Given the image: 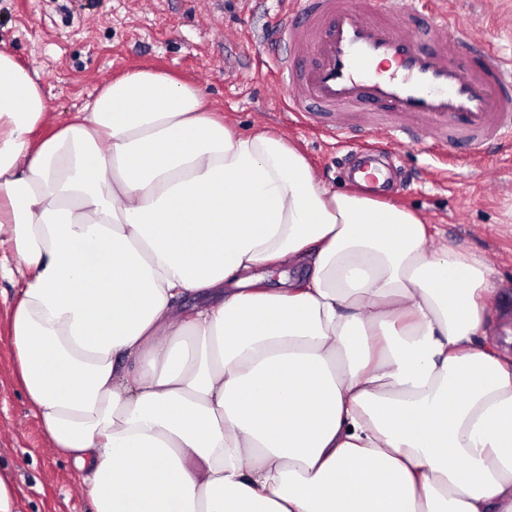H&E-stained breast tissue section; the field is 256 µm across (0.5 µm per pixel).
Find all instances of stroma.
Returning <instances> with one entry per match:
<instances>
[{
    "label": "stroma",
    "instance_id": "obj_1",
    "mask_svg": "<svg viewBox=\"0 0 512 512\" xmlns=\"http://www.w3.org/2000/svg\"><path fill=\"white\" fill-rule=\"evenodd\" d=\"M472 20L471 35L512 54V0H447ZM289 0H0V50L41 74L49 135L82 108L102 83L129 68L162 70L192 82L239 132L287 136L317 180L355 189L352 149L319 129L318 113L297 118L273 98L265 35L285 23ZM437 138L383 142L385 200L437 228L434 245L482 256L493 268L492 333L512 334V148H492L460 168L435 162ZM19 285L0 279V471L19 488L20 512H93L72 461L51 448L18 381L6 315Z\"/></svg>",
    "mask_w": 512,
    "mask_h": 512
}]
</instances>
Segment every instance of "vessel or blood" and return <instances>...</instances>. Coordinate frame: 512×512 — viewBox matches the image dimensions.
<instances>
[{
  "label": "vessel or blood",
  "instance_id": "vessel-or-blood-1",
  "mask_svg": "<svg viewBox=\"0 0 512 512\" xmlns=\"http://www.w3.org/2000/svg\"><path fill=\"white\" fill-rule=\"evenodd\" d=\"M299 0L300 9L267 50L286 89L290 112H324L336 140L351 135L349 115L381 113L380 134L405 141L434 132L475 155L512 144V57L474 42L452 23L443 0ZM399 73L377 77V60Z\"/></svg>",
  "mask_w": 512,
  "mask_h": 512
}]
</instances>
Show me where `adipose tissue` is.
I'll return each mask as SVG.
<instances>
[{"label":"adipose tissue","mask_w":512,"mask_h":512,"mask_svg":"<svg viewBox=\"0 0 512 512\" xmlns=\"http://www.w3.org/2000/svg\"><path fill=\"white\" fill-rule=\"evenodd\" d=\"M46 112L0 50L16 369L93 512H512L481 256L165 72L126 70L40 139Z\"/></svg>","instance_id":"1"}]
</instances>
